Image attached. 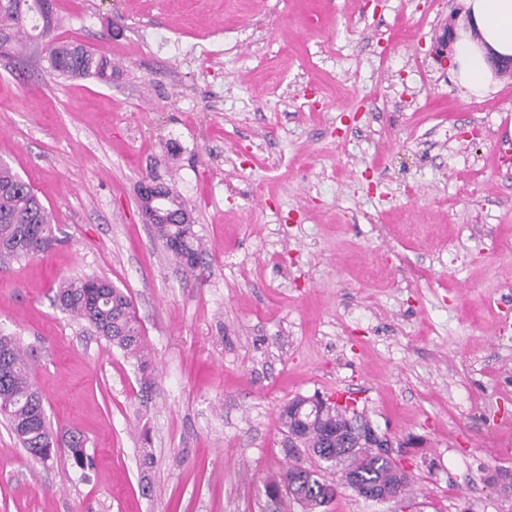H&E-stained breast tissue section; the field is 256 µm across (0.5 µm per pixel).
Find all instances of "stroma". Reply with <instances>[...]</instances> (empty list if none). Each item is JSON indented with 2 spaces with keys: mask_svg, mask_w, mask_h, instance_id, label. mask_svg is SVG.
Listing matches in <instances>:
<instances>
[{
  "mask_svg": "<svg viewBox=\"0 0 512 512\" xmlns=\"http://www.w3.org/2000/svg\"><path fill=\"white\" fill-rule=\"evenodd\" d=\"M56 8L114 69L0 54V160L60 239L0 264V332L95 468L31 460L0 420V512H298L265 494L292 460L279 409L343 393L393 438L412 512H512V77L476 98L435 61L461 0ZM149 172L192 211L194 270L139 214ZM83 276L131 296L148 374L56 303Z\"/></svg>",
  "mask_w": 512,
  "mask_h": 512,
  "instance_id": "1",
  "label": "stroma"
}]
</instances>
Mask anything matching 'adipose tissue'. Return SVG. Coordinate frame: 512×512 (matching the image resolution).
Here are the masks:
<instances>
[{
    "label": "adipose tissue",
    "mask_w": 512,
    "mask_h": 512,
    "mask_svg": "<svg viewBox=\"0 0 512 512\" xmlns=\"http://www.w3.org/2000/svg\"><path fill=\"white\" fill-rule=\"evenodd\" d=\"M451 70L471 95L496 92L492 60L512 58V0H464Z\"/></svg>",
    "instance_id": "1"
}]
</instances>
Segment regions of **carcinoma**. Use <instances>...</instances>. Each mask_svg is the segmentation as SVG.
<instances>
[{"label": "carcinoma", "mask_w": 512, "mask_h": 512, "mask_svg": "<svg viewBox=\"0 0 512 512\" xmlns=\"http://www.w3.org/2000/svg\"><path fill=\"white\" fill-rule=\"evenodd\" d=\"M39 2L0 0V49L41 40L47 44L49 69L55 75L101 80L111 77L112 63L107 57L82 45L56 40L54 16L44 15ZM160 204L168 216L178 217L181 223L159 220L152 224L155 236L173 259L188 269L195 268L203 246L194 224L184 222L191 211L169 189ZM55 242L51 212L31 184L0 161V263L39 255ZM56 299L63 310L88 323L110 345L134 360L141 372L148 371L141 326L126 291L105 278H73L59 285ZM35 361L33 348L21 345L10 334H0V364L8 363V371L0 368V416L8 421L17 443L33 459L46 461L55 449L63 447L75 468L83 473L91 470L93 457L82 435L70 432L57 438L47 425L42 395L31 378ZM313 398L317 399L313 406L304 396L290 400L281 407L279 420L287 430L290 447L305 449L315 465L289 466L283 478L266 485L267 495L275 499L288 493V486L295 483L303 489L295 501L300 512H319L339 488L352 484L396 485L406 493L411 477L391 458L367 448L350 449L341 458L333 457L330 447L336 443V433L346 431L356 408L338 402L326 406L318 401V395ZM328 471L336 472V480L325 478Z\"/></svg>", "instance_id": "cac0c4a2"}]
</instances>
